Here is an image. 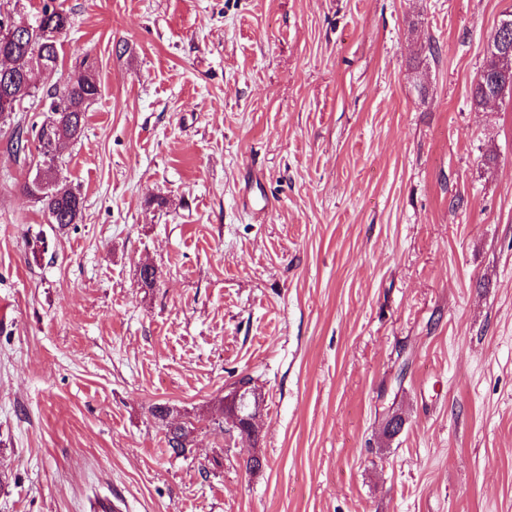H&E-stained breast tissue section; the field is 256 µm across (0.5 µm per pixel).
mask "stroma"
<instances>
[{
	"label": "stroma",
	"mask_w": 512,
	"mask_h": 512,
	"mask_svg": "<svg viewBox=\"0 0 512 512\" xmlns=\"http://www.w3.org/2000/svg\"><path fill=\"white\" fill-rule=\"evenodd\" d=\"M46 4L37 87L100 94L63 229L41 104L0 124V512H512V102H471L512 0ZM243 376L255 446L213 431ZM99 95V86L95 78L86 71H74L64 83L55 87L41 102H45L46 112L51 114L49 120H43L38 126H31V137L41 158L43 170L48 178L56 181L54 187L40 178L26 182L24 192L38 203L47 214L48 222L64 228L79 220L83 209L81 195L66 183L54 177L56 154L54 144L58 140L76 139L82 131L86 107ZM34 132V134H33ZM152 415L161 420L166 421V444L167 449L171 454L176 456H184L187 448L191 445V437L194 433L195 428L187 422H173L169 421L173 415L174 410L166 404H158L152 407Z\"/></svg>",
	"instance_id": "stroma-1"
}]
</instances>
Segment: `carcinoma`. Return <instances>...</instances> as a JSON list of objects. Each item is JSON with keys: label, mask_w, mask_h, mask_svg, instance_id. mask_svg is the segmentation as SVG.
<instances>
[{"label": "carcinoma", "mask_w": 512, "mask_h": 512, "mask_svg": "<svg viewBox=\"0 0 512 512\" xmlns=\"http://www.w3.org/2000/svg\"><path fill=\"white\" fill-rule=\"evenodd\" d=\"M69 28V16L46 3L31 29L26 31L25 37L0 44V54L8 57L12 63L10 79H0V122L11 119L12 114L19 111L16 94L20 88H25L28 97L38 98L34 68L41 62L52 68L57 66L62 37ZM499 75L512 80V68L501 73L499 64L492 57H487L471 88V99L475 106L482 107L488 102L492 95L491 84ZM98 95L99 86L90 73L73 72L61 86L43 96L46 112L51 114L49 120H44L39 126L29 129L16 126L12 136L15 151H24L28 149L29 143H35L43 170L49 179H54V144L63 138L75 139L81 134L86 107ZM23 190L40 205L42 211L47 214L48 222L60 228L77 223L82 214L81 195L66 184L56 183L51 188L49 183L33 179L23 185ZM151 413L155 418L168 422V451L176 456L185 455L191 445L194 427L187 422L171 421L170 417L174 410L165 404L153 406Z\"/></svg>", "instance_id": "cac0c4a2"}]
</instances>
